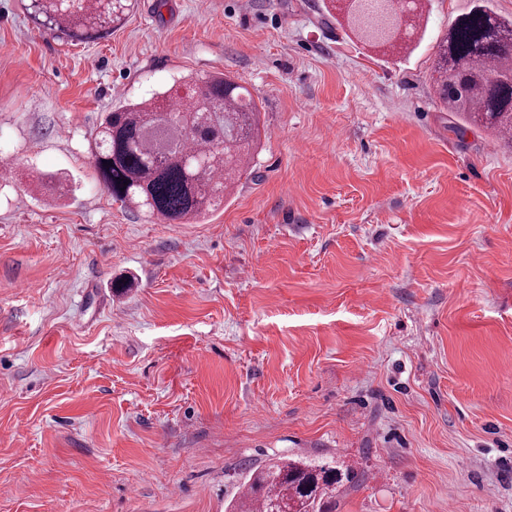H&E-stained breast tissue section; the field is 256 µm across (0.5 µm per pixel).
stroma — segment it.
Wrapping results in <instances>:
<instances>
[{"label":"stroma","instance_id":"1","mask_svg":"<svg viewBox=\"0 0 512 512\" xmlns=\"http://www.w3.org/2000/svg\"><path fill=\"white\" fill-rule=\"evenodd\" d=\"M325 0H137L102 38L0 0V512H225L300 456L337 512H512V150ZM223 73L261 141L194 224L124 209L102 113ZM71 189L59 195L56 177Z\"/></svg>","mask_w":512,"mask_h":512}]
</instances>
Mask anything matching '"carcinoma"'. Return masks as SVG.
Segmentation results:
<instances>
[{"mask_svg":"<svg viewBox=\"0 0 512 512\" xmlns=\"http://www.w3.org/2000/svg\"><path fill=\"white\" fill-rule=\"evenodd\" d=\"M490 0H475L436 48L435 83L443 106L512 145V20ZM132 0H27L30 17L67 41L98 39L122 22ZM424 0H350L343 20L377 49L404 39ZM156 92L128 102L100 123L90 152L98 180L128 210L174 224H193L224 201L249 168L259 137L249 90L224 75L193 84L179 106ZM354 471L282 456L251 469L227 512H336L337 492Z\"/></svg>","mask_w":512,"mask_h":512,"instance_id":"1","label":"carcinoma"}]
</instances>
